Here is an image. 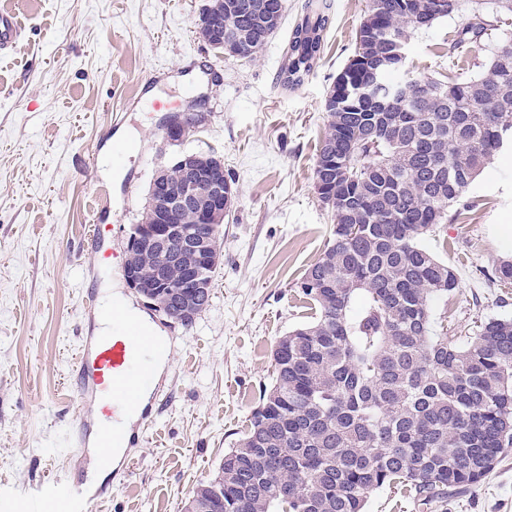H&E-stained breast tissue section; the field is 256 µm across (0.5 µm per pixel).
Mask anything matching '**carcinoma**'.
Wrapping results in <instances>:
<instances>
[{"label": "carcinoma", "mask_w": 512, "mask_h": 512, "mask_svg": "<svg viewBox=\"0 0 512 512\" xmlns=\"http://www.w3.org/2000/svg\"><path fill=\"white\" fill-rule=\"evenodd\" d=\"M255 10L208 0L200 19L224 17L230 57L255 58L279 28ZM461 0H370L353 58L337 75L315 166L335 227L299 288L313 321L279 339L270 386L247 432L197 484L185 512H364L369 495L406 489L418 507L480 483L512 452V320L489 319L473 336L436 331L433 309L458 282L420 244L480 170L512 143V56L498 38L483 69L463 82L407 70L408 34L460 11ZM331 3L309 0L279 77L299 85L320 58ZM476 11L449 45L455 56L487 34ZM156 261L136 259L139 276ZM212 293L177 300L167 315L187 328Z\"/></svg>", "instance_id": "obj_1"}]
</instances>
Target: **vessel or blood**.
Masks as SVG:
<instances>
[{"mask_svg":"<svg viewBox=\"0 0 512 512\" xmlns=\"http://www.w3.org/2000/svg\"><path fill=\"white\" fill-rule=\"evenodd\" d=\"M22 24L17 15L0 11V51L11 50L21 39ZM112 336L81 343L76 379L81 391L91 392L96 407L92 415H76L77 427L94 423L102 447L119 448L127 436L122 420L142 396L156 389L153 362L170 354L168 345L157 342L137 326L113 315ZM89 488L84 481L66 484L52 480L36 502V512H84Z\"/></svg>","mask_w":512,"mask_h":512,"instance_id":"obj_1","label":"vessel or blood"}]
</instances>
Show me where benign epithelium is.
I'll list each match as a JSON object with an SVG mask.
<instances>
[{
    "label": "benign epithelium",
    "mask_w": 512,
    "mask_h": 512,
    "mask_svg": "<svg viewBox=\"0 0 512 512\" xmlns=\"http://www.w3.org/2000/svg\"><path fill=\"white\" fill-rule=\"evenodd\" d=\"M224 168V161L216 157H202L198 154H185L177 157L170 165L161 167L153 177L152 188L161 198V213L155 216L153 224H135L128 239L127 252L146 248L156 252L158 266L155 281L141 283L127 278L129 285L139 288H169L172 294L188 297L197 291H207L210 283L202 278L204 269L216 260L212 239L221 225L211 222V217L224 212L232 204V196L225 192L224 184L215 181L208 193L201 199L188 188L180 190L166 182L171 168H180L189 177L211 168ZM196 211L200 231L192 232L184 224H172L167 215L176 211ZM170 266L179 267V283L173 284L167 279Z\"/></svg>",
    "instance_id": "1"
}]
</instances>
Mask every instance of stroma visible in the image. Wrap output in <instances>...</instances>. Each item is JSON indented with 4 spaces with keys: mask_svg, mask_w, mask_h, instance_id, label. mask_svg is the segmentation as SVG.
<instances>
[{
    "mask_svg": "<svg viewBox=\"0 0 512 512\" xmlns=\"http://www.w3.org/2000/svg\"><path fill=\"white\" fill-rule=\"evenodd\" d=\"M206 2L0 0L25 27L0 53V504L90 466L71 448L73 410L94 408L74 385L73 356L81 337L100 329L104 289L122 292L170 345L157 375L169 399L141 412L129 474L93 483L86 512H183L247 431L272 378L276 341L311 320L298 283L334 225L315 190L325 99L354 54L369 0H331L321 58L292 88L278 73L307 0H285L279 30L253 60L224 58L199 39ZM474 5L463 0L459 14L410 35L416 78L480 71L490 39L448 55ZM153 99L166 110L149 108ZM183 112L200 123L170 141L163 120ZM119 140L140 150L116 167L110 153ZM199 150L223 158L237 196L211 305L191 327H173L128 285L125 251L155 170ZM465 199L463 215L423 240L458 273L457 288L433 310L452 336L512 318V285L492 276L494 263L512 255L501 233L512 224V146ZM92 224L102 227L93 245L85 240ZM442 512H512V455Z\"/></svg>",
    "mask_w": 512,
    "mask_h": 512,
    "instance_id": "1",
    "label": "stroma"
}]
</instances>
